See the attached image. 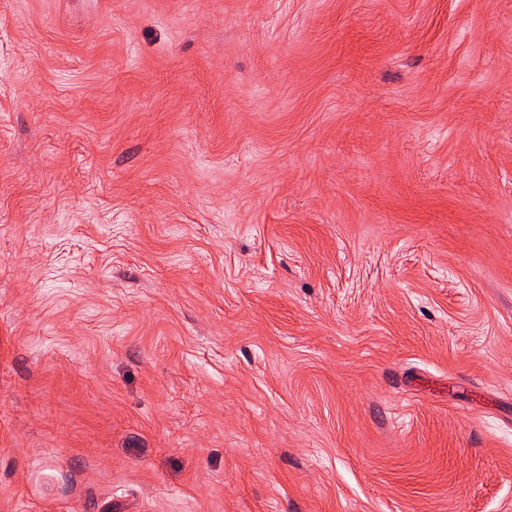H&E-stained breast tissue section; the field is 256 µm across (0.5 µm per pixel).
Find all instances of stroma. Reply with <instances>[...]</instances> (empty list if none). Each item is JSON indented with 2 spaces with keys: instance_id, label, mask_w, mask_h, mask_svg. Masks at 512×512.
<instances>
[{
  "instance_id": "1",
  "label": "stroma",
  "mask_w": 512,
  "mask_h": 512,
  "mask_svg": "<svg viewBox=\"0 0 512 512\" xmlns=\"http://www.w3.org/2000/svg\"><path fill=\"white\" fill-rule=\"evenodd\" d=\"M0 512H512V0H0Z\"/></svg>"
}]
</instances>
